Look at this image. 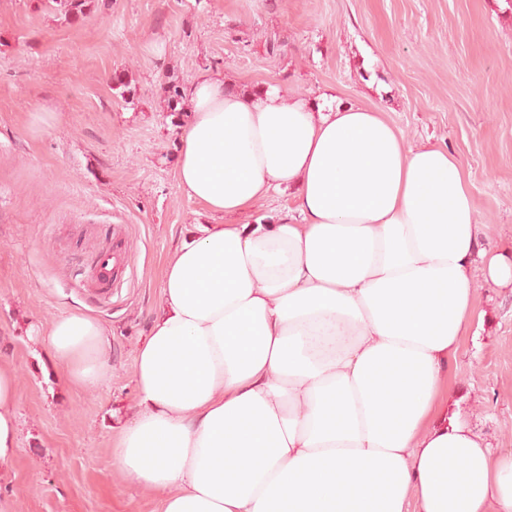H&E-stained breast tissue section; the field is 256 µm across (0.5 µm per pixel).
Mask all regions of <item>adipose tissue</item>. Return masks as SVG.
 Wrapping results in <instances>:
<instances>
[{
  "label": "adipose tissue",
  "instance_id": "ef3b65f1",
  "mask_svg": "<svg viewBox=\"0 0 512 512\" xmlns=\"http://www.w3.org/2000/svg\"><path fill=\"white\" fill-rule=\"evenodd\" d=\"M188 94V197L232 215L295 193L277 223L207 224L169 255L136 410L111 438L122 478L162 493V512H512V456L438 402L475 315L474 259L512 286V256L479 246L460 159L409 146L381 112L274 85L242 96L203 74ZM105 336L72 312L39 342L93 388ZM18 401L0 363V477Z\"/></svg>",
  "mask_w": 512,
  "mask_h": 512
}]
</instances>
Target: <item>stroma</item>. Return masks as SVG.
Instances as JSON below:
<instances>
[{
  "label": "stroma",
  "mask_w": 512,
  "mask_h": 512,
  "mask_svg": "<svg viewBox=\"0 0 512 512\" xmlns=\"http://www.w3.org/2000/svg\"><path fill=\"white\" fill-rule=\"evenodd\" d=\"M137 88L125 100L114 70ZM202 73L383 112L410 145L457 154L483 247L512 251V14L504 0H94L67 22L46 0H0V361L17 372L19 449L9 512H162L110 448L137 392L135 352L169 253L201 224H272L289 188L219 217L176 176L181 127L163 84ZM121 246L118 287L95 277ZM481 314L450 367L447 408L512 455V289L475 275ZM81 311L107 330L111 372L68 387L39 344Z\"/></svg>",
  "instance_id": "35a3bbf8"
}]
</instances>
